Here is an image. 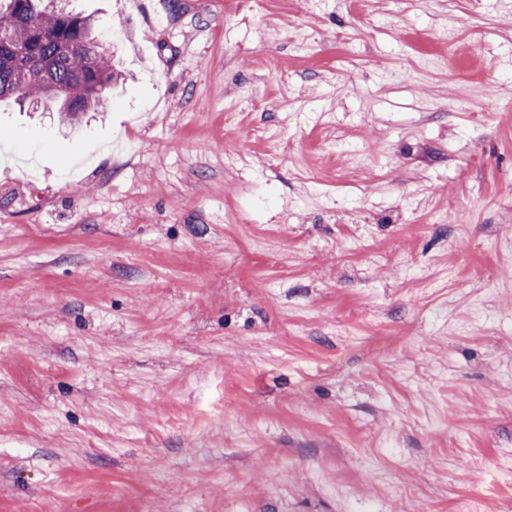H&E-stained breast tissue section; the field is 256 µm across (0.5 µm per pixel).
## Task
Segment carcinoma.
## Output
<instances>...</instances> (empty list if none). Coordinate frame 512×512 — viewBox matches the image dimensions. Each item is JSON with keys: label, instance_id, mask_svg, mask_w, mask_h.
I'll return each mask as SVG.
<instances>
[{"label": "carcinoma", "instance_id": "1", "mask_svg": "<svg viewBox=\"0 0 512 512\" xmlns=\"http://www.w3.org/2000/svg\"><path fill=\"white\" fill-rule=\"evenodd\" d=\"M64 0H0V102L55 106L76 124L103 110L118 73L92 36L96 20L68 11Z\"/></svg>", "mask_w": 512, "mask_h": 512}]
</instances>
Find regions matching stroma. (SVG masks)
Returning a JSON list of instances; mask_svg holds the SVG:
<instances>
[{
  "mask_svg": "<svg viewBox=\"0 0 512 512\" xmlns=\"http://www.w3.org/2000/svg\"><path fill=\"white\" fill-rule=\"evenodd\" d=\"M122 86L0 103V512H512V0H69Z\"/></svg>",
  "mask_w": 512,
  "mask_h": 512,
  "instance_id": "35a3bbf8",
  "label": "stroma"
}]
</instances>
